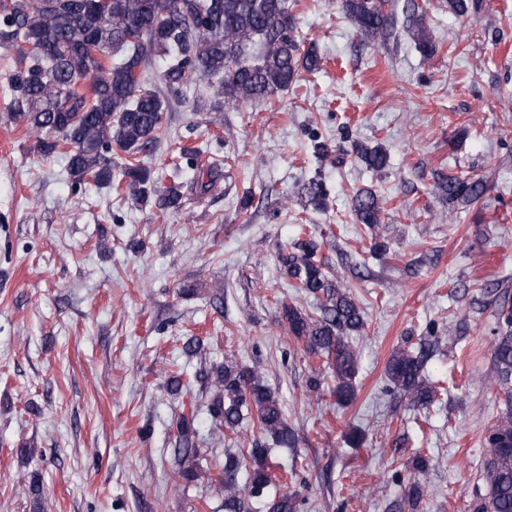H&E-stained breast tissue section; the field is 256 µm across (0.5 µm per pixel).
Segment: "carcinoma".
<instances>
[{"mask_svg": "<svg viewBox=\"0 0 512 512\" xmlns=\"http://www.w3.org/2000/svg\"><path fill=\"white\" fill-rule=\"evenodd\" d=\"M341 7L360 36L375 42L388 35L393 19L389 0H341ZM295 30L286 0H104L103 17L95 24L87 19L85 0H0V47L14 50L18 59L9 76L13 101L7 117L25 123L43 154L66 148L70 175L80 185L112 186V151L124 152V189L141 202L149 192L156 193L155 206L165 213L181 207L184 184L174 181L156 189L153 172L140 155L155 147L169 99L181 97L184 87L202 78L210 80L216 109L271 99L300 71L320 69L317 55L301 50ZM409 34L423 56L437 52L422 17L412 18ZM30 40L35 45L27 49L24 43ZM155 56L166 62L163 89L148 79ZM87 78L88 94L80 89ZM354 150L370 170L387 165L380 145L358 142ZM436 191L471 205L485 187L478 180L449 175L438 179ZM351 210L381 237L375 192L357 191ZM319 249L310 236L280 256L291 287L319 300L312 314L285 304L282 318L308 353L324 359L336 378V403L347 406L356 398L358 372L348 337L363 330L364 320L349 289L318 257ZM493 355L494 383L504 395V408L485 436L486 493L471 512H512V307L504 302ZM424 362V353L400 349L386 366L392 388L421 410L433 406L439 392L423 375ZM211 385L209 412L215 423L237 434L243 419L253 414L256 428L276 445H295L279 398L256 368L221 365ZM193 423L194 417H181L175 447L178 476L187 482L197 477ZM242 469L249 475L244 487L237 480ZM272 480L265 449L252 448L246 455L227 450L214 492L223 498L224 512H251L249 498L262 495ZM296 508L295 495L285 492L268 503L267 512Z\"/></svg>", "mask_w": 512, "mask_h": 512, "instance_id": "obj_1", "label": "carcinoma"}]
</instances>
